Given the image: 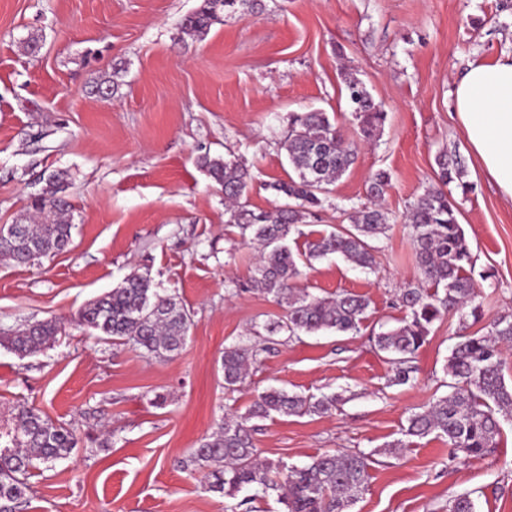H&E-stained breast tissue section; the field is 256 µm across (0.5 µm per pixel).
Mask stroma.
<instances>
[{
    "mask_svg": "<svg viewBox=\"0 0 512 512\" xmlns=\"http://www.w3.org/2000/svg\"><path fill=\"white\" fill-rule=\"evenodd\" d=\"M260 14L224 18L208 34L181 29L201 0H0V225L25 214L44 174H70L71 249L19 266L0 260V336L25 321L57 320L55 343L18 357L0 346V420L16 405L76 427L69 458L32 471L27 512H284L276 496L227 498L184 468L190 451L224 414H241L269 387L305 395L338 393L324 415L254 421L260 458L303 465L327 451L369 455L367 487L351 512H448L471 493L476 512H512V422L480 460L451 458L446 441L403 439L411 413L447 395L444 366L458 317L435 322L416 356L415 379L393 384L374 346L399 325L397 296L416 282L405 216L437 185L440 152L460 155L466 181L449 184L474 256L483 317L512 313V204L473 155L454 112L453 92L469 63L512 54V0H263ZM42 39L38 53L28 37ZM363 82L387 120L360 143L335 183L321 222L344 223L366 204V184L387 170L380 202L391 227L377 240L375 269L340 258L303 268L296 285L320 297H367L360 333L268 336L283 310L239 291L258 249L227 223L224 194L200 156L235 155L253 177L250 202H282L270 185L291 168L281 143L292 112L321 110L358 138L344 84ZM114 78L111 100L91 94ZM175 295L193 315L183 350L168 359L96 341L74 317L134 270ZM263 350L238 391L227 392V346ZM405 440L396 455L387 445Z\"/></svg>",
    "mask_w": 512,
    "mask_h": 512,
    "instance_id": "stroma-1",
    "label": "stroma"
}]
</instances>
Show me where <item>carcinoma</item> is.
I'll list each match as a JSON object with an SVG mask.
<instances>
[{"instance_id": "obj_1", "label": "carcinoma", "mask_w": 512, "mask_h": 512, "mask_svg": "<svg viewBox=\"0 0 512 512\" xmlns=\"http://www.w3.org/2000/svg\"><path fill=\"white\" fill-rule=\"evenodd\" d=\"M259 2L202 0L200 7L182 20L183 32L202 37L219 15L244 18L255 13ZM346 88L360 138L371 141L387 113L358 79L349 78ZM283 147L294 175L269 184L285 199L270 211L249 204L252 176L235 156L205 154L198 164L224 191L226 223L237 225L242 237L264 247L248 290L272 297L284 310L267 325L268 333H357L370 312L366 298L352 293L320 298L296 287L295 282L301 275L300 266L330 255L364 269L373 268L376 247L370 241L386 233L388 212L376 204L354 207L348 213L350 226L322 233L308 240L305 250L293 251L290 237L303 235L301 225L319 219L329 186L354 164L357 148L326 113L317 110L289 116ZM435 162L440 186L427 189L408 215L419 277L400 289L398 302L406 316L401 325L375 336V345L394 365V381L399 384L412 379L413 362L434 322L456 314L463 325L468 316L475 321L482 316L476 304L472 252L458 222V209L443 190L456 181L466 195L473 185L463 180L465 166L460 157L442 152ZM67 179L65 171L50 172L32 200L34 213L0 225V257L29 265L69 249L72 224L71 204L64 196ZM389 184V175L380 171L370 179L368 193L379 200ZM75 320L99 340L131 343L155 358L179 354L192 326L190 313L174 296L154 288L147 270L132 271L117 287L88 301ZM61 331L55 320L34 321L0 336V344L20 355L31 354L54 343ZM503 345L512 346V314L494 319L485 336L459 334L446 365L448 395L411 414L403 435L444 437L456 458L489 454L497 445L502 421L512 420V383H507L503 374ZM257 355L255 346L224 348L225 391L234 392L243 384ZM339 400L335 393L314 397L270 387L256 396L245 413L221 419L215 431L191 452L189 465L202 473L209 490L229 498L244 489L263 497L276 492L287 512H349L369 478L365 453L325 452L303 466L261 460L253 444L254 428L248 425L252 419L274 414H326ZM77 443L76 428L56 425L31 407L15 408L11 421L0 425V512H25L30 469L37 463L52 469L70 456ZM448 512H475V503L470 495L460 494L448 502Z\"/></svg>"}]
</instances>
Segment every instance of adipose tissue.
<instances>
[{
  "label": "adipose tissue",
  "mask_w": 512,
  "mask_h": 512,
  "mask_svg": "<svg viewBox=\"0 0 512 512\" xmlns=\"http://www.w3.org/2000/svg\"><path fill=\"white\" fill-rule=\"evenodd\" d=\"M454 109L483 170L512 201V55L472 62L455 86Z\"/></svg>",
  "instance_id": "ef3b65f1"
}]
</instances>
